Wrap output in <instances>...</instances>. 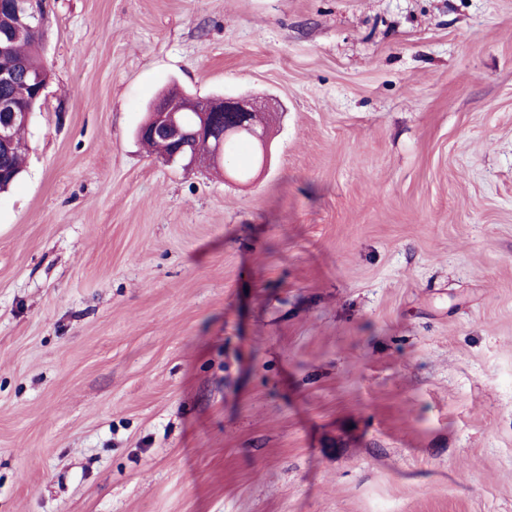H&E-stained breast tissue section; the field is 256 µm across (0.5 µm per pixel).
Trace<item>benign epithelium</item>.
Returning a JSON list of instances; mask_svg holds the SVG:
<instances>
[{"label": "benign epithelium", "instance_id": "7a95c632", "mask_svg": "<svg viewBox=\"0 0 512 512\" xmlns=\"http://www.w3.org/2000/svg\"><path fill=\"white\" fill-rule=\"evenodd\" d=\"M0 10L15 15V28L0 30V61L31 21L43 23L44 0H0ZM270 104L250 96L200 99L184 92L165 94L150 108L148 116L137 131L138 137H151L170 145L164 156L168 163L185 168H206L224 160V143L245 135L251 137L261 150V163H266L268 139L265 127ZM195 112L198 121L188 125L183 113ZM30 113L10 100H0V156L10 153L17 131L29 124ZM200 140L210 144V151L200 153L191 145Z\"/></svg>", "mask_w": 512, "mask_h": 512}]
</instances>
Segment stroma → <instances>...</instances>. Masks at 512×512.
<instances>
[{"mask_svg":"<svg viewBox=\"0 0 512 512\" xmlns=\"http://www.w3.org/2000/svg\"><path fill=\"white\" fill-rule=\"evenodd\" d=\"M0 193V512H512V0H46ZM275 105L252 184L136 136Z\"/></svg>","mask_w":512,"mask_h":512,"instance_id":"stroma-1","label":"stroma"}]
</instances>
